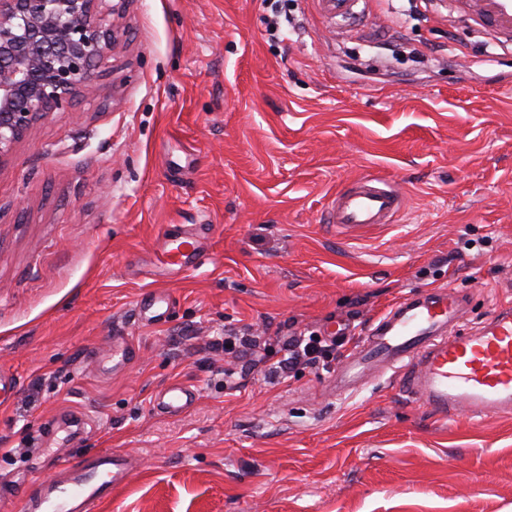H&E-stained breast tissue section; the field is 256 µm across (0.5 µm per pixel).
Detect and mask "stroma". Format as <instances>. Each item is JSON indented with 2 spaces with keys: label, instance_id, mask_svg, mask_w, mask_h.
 Returning a JSON list of instances; mask_svg holds the SVG:
<instances>
[{
  "label": "stroma",
  "instance_id": "35a3bbf8",
  "mask_svg": "<svg viewBox=\"0 0 512 512\" xmlns=\"http://www.w3.org/2000/svg\"><path fill=\"white\" fill-rule=\"evenodd\" d=\"M128 0L94 99L38 121L0 166V479L120 450L138 465L92 512H512V418H436L397 379L338 396L335 367L279 380L226 334L355 340L411 292L464 293L463 328L512 301V42L452 0ZM391 179L398 223L327 226L337 188ZM209 225L202 260L156 237ZM161 288L169 318L137 320ZM138 357L113 371L112 332ZM198 391L177 418L153 395ZM82 414L81 438L53 426ZM319 10L329 19L340 21H351L358 18L360 12L357 10L362 0H316Z\"/></svg>",
  "mask_w": 512,
  "mask_h": 512
}]
</instances>
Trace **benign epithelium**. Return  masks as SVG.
Wrapping results in <instances>:
<instances>
[{"label": "benign epithelium", "mask_w": 512, "mask_h": 512, "mask_svg": "<svg viewBox=\"0 0 512 512\" xmlns=\"http://www.w3.org/2000/svg\"><path fill=\"white\" fill-rule=\"evenodd\" d=\"M106 0H0V165L35 122L97 95L119 39Z\"/></svg>", "instance_id": "1"}]
</instances>
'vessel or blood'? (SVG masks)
<instances>
[{
	"instance_id": "1",
	"label": "vessel or blood",
	"mask_w": 512,
	"mask_h": 512,
	"mask_svg": "<svg viewBox=\"0 0 512 512\" xmlns=\"http://www.w3.org/2000/svg\"><path fill=\"white\" fill-rule=\"evenodd\" d=\"M329 19L351 21L361 0H316ZM459 17L474 21L494 39L512 41V0H454ZM404 199L393 181L367 174L340 186L327 206L328 223L356 234L380 224L396 223ZM159 244L173 261L193 266L198 247L194 236H161ZM168 296L145 292L135 311L140 321L163 317ZM466 309L463 294L449 288L420 290L391 305L373 323L359 348L336 370L337 389L354 388L365 373L398 375L405 392L444 418L467 411L487 420L512 414V307L497 308L482 326L460 329ZM112 363L121 370L139 350L125 336H112ZM197 391L175 381L153 400L156 414L174 418L187 412ZM134 468L121 451H102L60 465L58 474L30 493L0 484V497L18 499L22 512H91L111 498Z\"/></svg>"
}]
</instances>
